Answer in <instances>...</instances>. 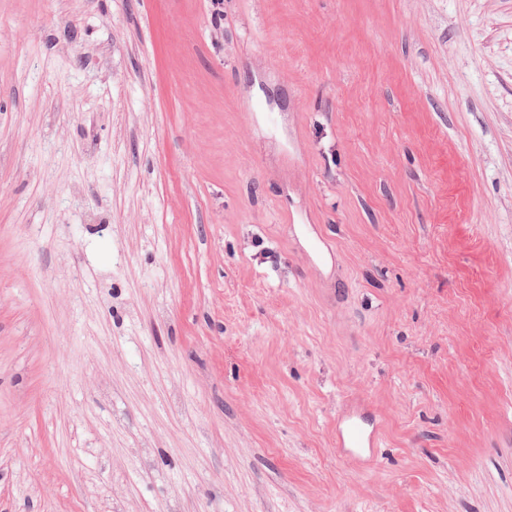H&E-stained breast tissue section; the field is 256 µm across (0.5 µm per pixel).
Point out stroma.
<instances>
[{
	"label": "stroma",
	"mask_w": 512,
	"mask_h": 512,
	"mask_svg": "<svg viewBox=\"0 0 512 512\" xmlns=\"http://www.w3.org/2000/svg\"><path fill=\"white\" fill-rule=\"evenodd\" d=\"M0 512H512V0H0ZM377 438V429L364 431L354 422L351 414L339 419L336 444L338 448H343L346 454L358 455L361 448H375Z\"/></svg>",
	"instance_id": "35a3bbf8"
}]
</instances>
